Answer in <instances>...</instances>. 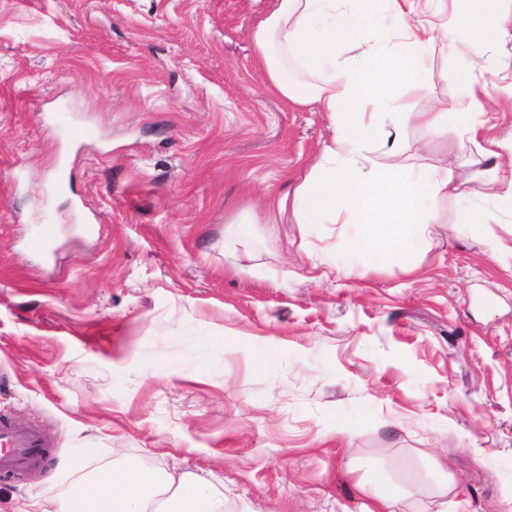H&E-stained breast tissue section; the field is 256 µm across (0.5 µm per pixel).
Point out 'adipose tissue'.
<instances>
[{
  "label": "adipose tissue",
  "mask_w": 512,
  "mask_h": 512,
  "mask_svg": "<svg viewBox=\"0 0 512 512\" xmlns=\"http://www.w3.org/2000/svg\"><path fill=\"white\" fill-rule=\"evenodd\" d=\"M453 23L432 19L421 0H274L252 32L269 87L296 107L330 113L334 135L296 189L300 224H352L369 256L418 252L436 220L425 202L459 194L447 167L384 172L371 157L372 139L410 121L428 133L457 128L474 141L486 121L476 101L400 114L391 104L408 79V60L435 42L452 41L456 26L472 23V0H453ZM475 24V23H472ZM497 39L505 30L493 18L475 24ZM377 48L361 51L364 37ZM345 53L337 62V53ZM20 512H224V499L192 476L158 480L128 460L111 471L82 477L64 501L25 504Z\"/></svg>",
  "instance_id": "ef3b65f1"
}]
</instances>
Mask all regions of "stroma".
Here are the masks:
<instances>
[{"instance_id":"1","label":"stroma","mask_w":512,"mask_h":512,"mask_svg":"<svg viewBox=\"0 0 512 512\" xmlns=\"http://www.w3.org/2000/svg\"><path fill=\"white\" fill-rule=\"evenodd\" d=\"M271 5L0 0V417L51 441L0 475V512L126 458L210 480L224 512H376L371 479L394 512H512V211L481 175L512 160V0H478L507 36L459 27L392 105L476 98L478 142L407 124L373 148L462 184L410 273L296 224L332 121L267 87Z\"/></svg>"}]
</instances>
